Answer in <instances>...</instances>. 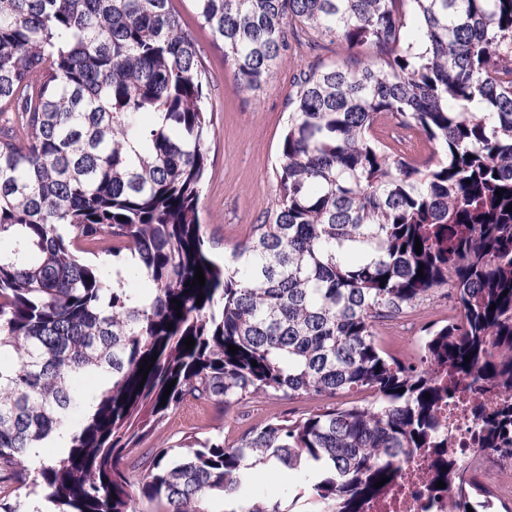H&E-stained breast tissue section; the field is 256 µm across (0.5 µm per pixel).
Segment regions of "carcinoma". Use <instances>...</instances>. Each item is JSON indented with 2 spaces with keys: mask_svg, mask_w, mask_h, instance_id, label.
<instances>
[{
  "mask_svg": "<svg viewBox=\"0 0 512 512\" xmlns=\"http://www.w3.org/2000/svg\"><path fill=\"white\" fill-rule=\"evenodd\" d=\"M193 5L242 91L292 41L350 55L300 73L278 194L222 266L199 218L208 90L173 0H0V113H17L0 128V512H40L38 486L53 512H215L255 485L258 456L313 503L361 512L407 449L441 447L449 374L484 433L477 464H447L451 512H479L482 464L512 463V0ZM382 120L430 153L394 148ZM198 265L205 285L187 284ZM437 288L457 314L426 329L419 362L385 352L380 322ZM350 392L373 401L274 416L231 444L189 436L146 475L123 470L190 401ZM54 434L62 451L35 460ZM230 512L287 510L247 494Z\"/></svg>",
  "mask_w": 512,
  "mask_h": 512,
  "instance_id": "1",
  "label": "carcinoma"
}]
</instances>
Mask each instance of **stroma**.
Masks as SVG:
<instances>
[{
	"instance_id": "1",
	"label": "stroma",
	"mask_w": 512,
	"mask_h": 512,
	"mask_svg": "<svg viewBox=\"0 0 512 512\" xmlns=\"http://www.w3.org/2000/svg\"><path fill=\"white\" fill-rule=\"evenodd\" d=\"M184 28L197 41L209 85L208 108L216 134L210 143L211 163L200 204L203 235L215 260H223L233 245L249 234L272 205L277 193L275 165L282 131L288 117V99L294 92L295 77L312 64L343 61L344 51L291 46L282 67L256 91H239L224 52L210 31L201 27L191 0H173ZM453 299L447 289L430 295L414 310L379 327L382 348L399 360H406L415 343L424 336L426 324L447 319ZM329 397L261 396L242 407L224 410L214 404L190 402L171 413L132 454L125 467L140 475L151 465L157 449L189 436H224L236 439L245 430L267 419L333 406ZM257 489L264 497L281 500L291 512H310L308 498L279 471L259 475Z\"/></svg>"
}]
</instances>
